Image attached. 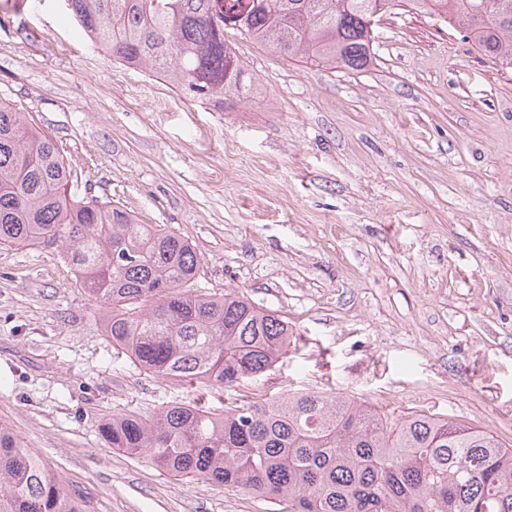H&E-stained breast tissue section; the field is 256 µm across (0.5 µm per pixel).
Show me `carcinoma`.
Listing matches in <instances>:
<instances>
[{"label":"carcinoma","mask_w":512,"mask_h":512,"mask_svg":"<svg viewBox=\"0 0 512 512\" xmlns=\"http://www.w3.org/2000/svg\"><path fill=\"white\" fill-rule=\"evenodd\" d=\"M80 31L123 66L185 96L229 106L246 70L228 33L358 71L366 22L402 4L466 32L512 69V0H64ZM239 22L227 26L224 15ZM56 140L0 98V245L61 244L101 326L146 371L190 387L230 388L288 354V321L234 291L194 289L192 243L164 224L79 189ZM110 447L162 470L243 488L286 512H512V448L449 417H394L337 392L271 396L218 413L201 391L151 417L106 419ZM0 512H89L32 448L0 423Z\"/></svg>","instance_id":"1"}]
</instances>
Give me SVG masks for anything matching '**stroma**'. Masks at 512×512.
<instances>
[{"mask_svg":"<svg viewBox=\"0 0 512 512\" xmlns=\"http://www.w3.org/2000/svg\"><path fill=\"white\" fill-rule=\"evenodd\" d=\"M236 45L252 87L222 110L122 67L63 0H0V95L93 195L191 242L199 291L287 320V357L215 409L336 391L512 447V70L403 6L360 71ZM101 313L57 246L0 247V423L91 512H276L103 441L112 415L194 391L113 346Z\"/></svg>","mask_w":512,"mask_h":512,"instance_id":"stroma-1","label":"stroma"}]
</instances>
